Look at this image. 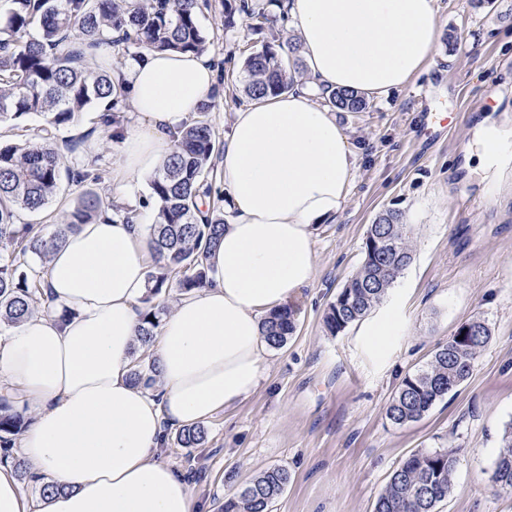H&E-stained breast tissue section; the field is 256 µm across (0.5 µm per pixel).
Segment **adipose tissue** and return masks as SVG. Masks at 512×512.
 <instances>
[{
    "label": "adipose tissue",
    "mask_w": 512,
    "mask_h": 512,
    "mask_svg": "<svg viewBox=\"0 0 512 512\" xmlns=\"http://www.w3.org/2000/svg\"><path fill=\"white\" fill-rule=\"evenodd\" d=\"M308 81L239 108L220 161L231 221L206 259L209 283L180 295L153 343L157 392L131 382L154 257L144 224L103 212L67 232L46 265L50 312L0 327V391L32 421L15 456L55 491L27 498L0 464V512H194L189 484L159 458L165 431L247 399L262 378L263 318L308 286L313 228L338 214L357 153L314 90L381 96L420 76L440 26L435 0H286ZM144 121L121 141L120 177L141 188L217 83L209 55L151 51L124 72ZM480 167L512 161L483 126Z\"/></svg>",
    "instance_id": "ef3b65f1"
}]
</instances>
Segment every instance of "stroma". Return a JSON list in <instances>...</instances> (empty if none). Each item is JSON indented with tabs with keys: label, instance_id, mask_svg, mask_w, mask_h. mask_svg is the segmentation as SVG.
<instances>
[{
	"label": "stroma",
	"instance_id": "stroma-1",
	"mask_svg": "<svg viewBox=\"0 0 512 512\" xmlns=\"http://www.w3.org/2000/svg\"><path fill=\"white\" fill-rule=\"evenodd\" d=\"M435 7L442 38L425 72L370 98L367 111L336 114L359 154L358 172L342 211L313 231L315 277L291 300L296 332L268 350L247 399L205 421L203 445L160 450L189 483L198 512H221L225 497L274 465L291 480L272 512H373L407 455L446 449L458 464L437 512H512V496L497 495L490 479L512 422V163L489 179L466 158L480 122L512 130V0ZM219 12L205 10L201 23L212 58L233 77L210 114L224 134L243 95L248 38L244 24L222 27ZM74 143L73 161L106 168L103 196L133 207L148 197L145 189L125 193L116 176L121 145L107 141L95 113L58 131L60 153ZM387 209L410 226L413 260L381 304L397 329L380 349L355 324L331 334L324 314L360 268L366 231ZM475 318L492 339L469 379L421 420L392 424L385 409L402 379Z\"/></svg>",
	"mask_w": 512,
	"mask_h": 512
}]
</instances>
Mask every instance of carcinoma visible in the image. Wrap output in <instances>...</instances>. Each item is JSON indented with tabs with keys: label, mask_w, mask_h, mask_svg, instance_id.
Returning a JSON list of instances; mask_svg holds the SVG:
<instances>
[{
	"label": "carcinoma",
	"mask_w": 512,
	"mask_h": 512,
	"mask_svg": "<svg viewBox=\"0 0 512 512\" xmlns=\"http://www.w3.org/2000/svg\"><path fill=\"white\" fill-rule=\"evenodd\" d=\"M10 8L0 15V123L30 114L41 123L14 145L0 146V325L9 326L25 315L46 309L45 264L50 250L65 232L93 222L104 208L126 220L136 210L88 190L68 211L65 224L52 236L40 224H21V211L41 213L57 197L62 178L71 183L97 185L106 171L79 166L55 148L56 132L84 112L100 113V124L112 140L125 129L127 92L126 64L91 69L87 54L101 45L122 46L138 62L147 50L209 52L210 41L201 24L209 0H8ZM224 28L236 26L245 16L248 30L270 36L261 49L245 58L243 92L250 100L277 95L294 86L299 72V47L291 44L290 61L274 40L285 12L271 15L255 10L248 0H222ZM220 92L204 102L198 115L173 145L164 167L149 181L155 205L147 243L155 255L143 299L140 341L154 337L165 314L161 299L173 288L189 293L206 286L207 255L224 235V209L210 206L203 211L198 200L212 197L218 177L217 159L223 145L208 115ZM324 103L346 112H363L367 100L348 90L322 92ZM410 227L396 210H387L370 225L360 269L330 303L324 317L331 334L366 317L388 294L411 263ZM384 236L393 247L384 255L371 249L370 241ZM41 261L37 266L30 257ZM297 312L284 306L269 313L263 322L264 338L272 349L282 348L297 329ZM473 336L466 346L454 340L438 346L421 369L404 377L386 407V418L395 425L420 420L439 400L459 388L471 375L478 354L491 341L489 327L471 321ZM134 383L157 391L155 364L134 360ZM28 425L25 412L9 398L0 396V462H9L16 472L28 474L24 461L14 456L15 436ZM181 448H197L205 440L201 426L182 428L176 436ZM503 450L492 473L497 492L512 495V424L503 434ZM457 458L445 451H418L393 471L375 500L373 512H436L438 503L452 490ZM288 469L272 466L224 499V512H271L272 504L290 482Z\"/></svg>",
	"instance_id": "obj_1"
}]
</instances>
